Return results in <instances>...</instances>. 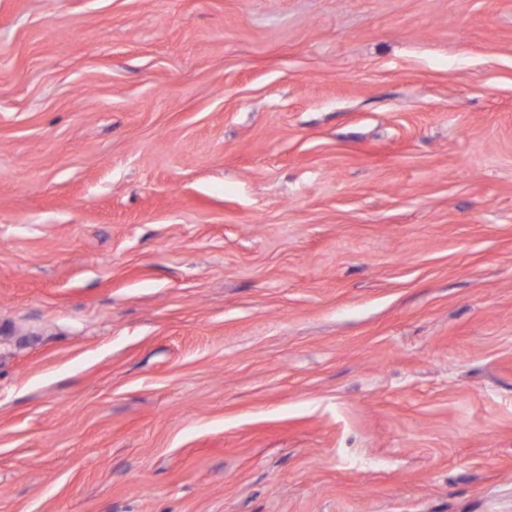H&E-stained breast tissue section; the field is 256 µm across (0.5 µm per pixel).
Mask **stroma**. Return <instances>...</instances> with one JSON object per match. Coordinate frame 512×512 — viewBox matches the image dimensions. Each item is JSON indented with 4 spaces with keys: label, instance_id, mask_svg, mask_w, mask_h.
<instances>
[{
    "label": "stroma",
    "instance_id": "35a3bbf8",
    "mask_svg": "<svg viewBox=\"0 0 512 512\" xmlns=\"http://www.w3.org/2000/svg\"><path fill=\"white\" fill-rule=\"evenodd\" d=\"M0 512H512V0H0Z\"/></svg>",
    "mask_w": 512,
    "mask_h": 512
}]
</instances>
